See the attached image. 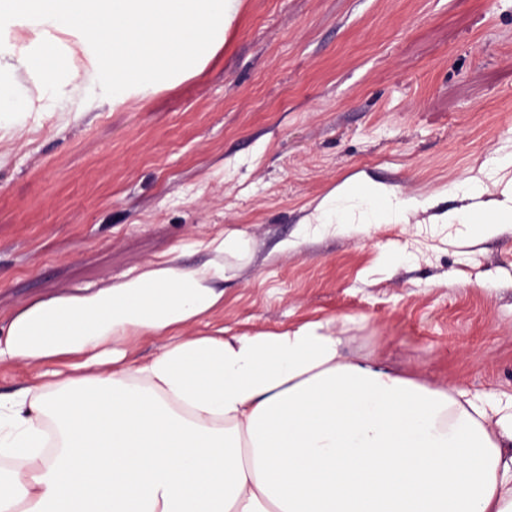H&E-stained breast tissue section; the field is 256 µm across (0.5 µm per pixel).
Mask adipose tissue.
<instances>
[{"label": "adipose tissue", "instance_id": "ef3b65f1", "mask_svg": "<svg viewBox=\"0 0 512 512\" xmlns=\"http://www.w3.org/2000/svg\"><path fill=\"white\" fill-rule=\"evenodd\" d=\"M242 0H0V132L34 109L18 75L58 100L82 74L113 103L199 73ZM431 199L354 176L298 239L406 220ZM241 232L196 242L209 258L145 264L86 294L23 303L0 327V512H512V392L432 388L348 358L326 323L198 333L224 309V256ZM160 352L127 358L141 337ZM33 375L34 373L23 366L0 369V393L7 394L13 392L31 381Z\"/></svg>", "mask_w": 512, "mask_h": 512}]
</instances>
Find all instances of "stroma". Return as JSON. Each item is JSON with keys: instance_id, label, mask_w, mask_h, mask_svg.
Returning a JSON list of instances; mask_svg holds the SVG:
<instances>
[{"instance_id": "obj_1", "label": "stroma", "mask_w": 512, "mask_h": 512, "mask_svg": "<svg viewBox=\"0 0 512 512\" xmlns=\"http://www.w3.org/2000/svg\"><path fill=\"white\" fill-rule=\"evenodd\" d=\"M0 140V324L25 301L108 287L195 241L225 255L233 333L335 321L352 358L432 387L512 392V226L438 224L512 184V0H243L197 75ZM362 174L434 209L316 234L299 223Z\"/></svg>"}]
</instances>
